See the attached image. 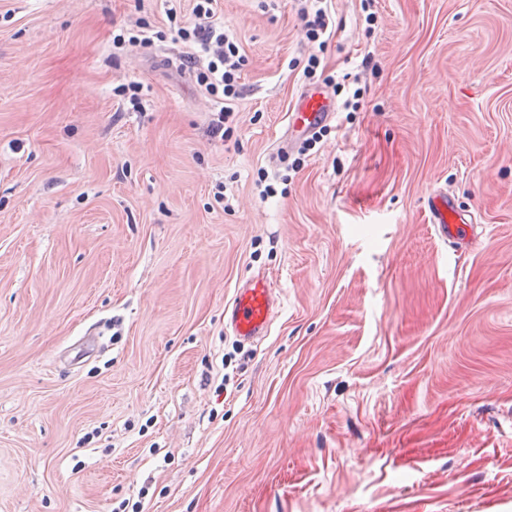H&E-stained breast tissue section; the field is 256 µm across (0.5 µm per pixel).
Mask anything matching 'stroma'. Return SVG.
<instances>
[{
	"instance_id": "obj_1",
	"label": "stroma",
	"mask_w": 512,
	"mask_h": 512,
	"mask_svg": "<svg viewBox=\"0 0 512 512\" xmlns=\"http://www.w3.org/2000/svg\"><path fill=\"white\" fill-rule=\"evenodd\" d=\"M175 6L0 0V512H512V0H326L323 49L297 0H218L220 140ZM312 54L351 80L274 159ZM427 208L431 224L443 239H458L464 232L468 221L466 214L460 212L454 205L452 198L446 193L430 195L427 199ZM276 307L275 290L263 276L238 284L224 308V322L243 343L255 344L270 330Z\"/></svg>"
}]
</instances>
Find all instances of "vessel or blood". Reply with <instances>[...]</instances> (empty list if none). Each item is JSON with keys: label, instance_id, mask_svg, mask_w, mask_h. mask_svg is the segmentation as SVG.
<instances>
[{"label": "vessel or blood", "instance_id": "b4317fda", "mask_svg": "<svg viewBox=\"0 0 512 512\" xmlns=\"http://www.w3.org/2000/svg\"><path fill=\"white\" fill-rule=\"evenodd\" d=\"M336 117V105L320 89L303 92L289 113L288 129L277 145V155H285L297 141L327 125ZM430 222L442 238L458 239L468 220L445 193L427 199ZM276 307L275 290L262 276H254L238 284L230 303L224 308L227 328L240 341L254 344L270 330Z\"/></svg>", "mask_w": 512, "mask_h": 512}]
</instances>
